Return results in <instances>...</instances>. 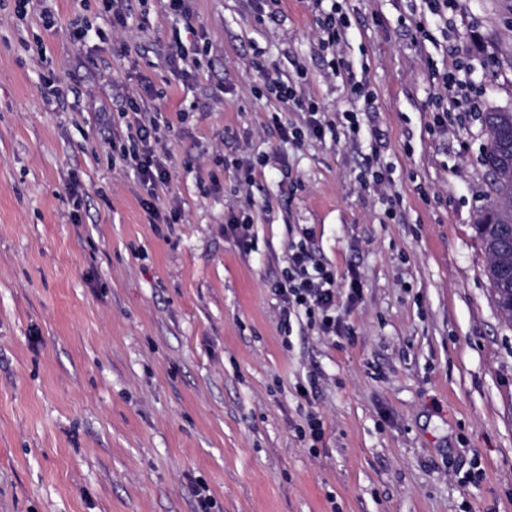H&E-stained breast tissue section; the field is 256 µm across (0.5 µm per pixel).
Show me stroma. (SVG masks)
<instances>
[{"mask_svg":"<svg viewBox=\"0 0 512 512\" xmlns=\"http://www.w3.org/2000/svg\"><path fill=\"white\" fill-rule=\"evenodd\" d=\"M340 3L329 49L328 0H132L82 44L67 28L97 0H53L51 28L40 0L0 7V512H201V483L210 512H512V326L473 231L488 136L432 112L461 60L512 110V0H448L444 23L426 0ZM267 75L335 134L283 139L305 114ZM133 102L160 126L153 197L121 156ZM302 236L341 335L281 320ZM332 2L331 11L326 13L322 20L323 34L326 37L323 39V44L327 48L329 46L333 47L339 41L344 27L342 19L340 17L336 18V14L338 13L336 10V1L332 0Z\"/></svg>","mask_w":512,"mask_h":512,"instance_id":"stroma-1","label":"stroma"}]
</instances>
